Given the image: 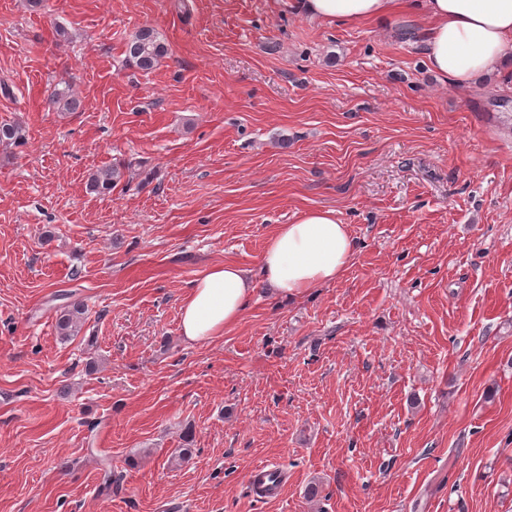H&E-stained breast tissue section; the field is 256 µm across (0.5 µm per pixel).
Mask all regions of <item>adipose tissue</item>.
<instances>
[{
  "label": "adipose tissue",
  "mask_w": 512,
  "mask_h": 512,
  "mask_svg": "<svg viewBox=\"0 0 512 512\" xmlns=\"http://www.w3.org/2000/svg\"><path fill=\"white\" fill-rule=\"evenodd\" d=\"M294 9L324 24L387 25L424 16L423 53L443 82L469 87L504 76L512 61V0H292ZM356 249L335 210L307 209L278 225L259 256L260 279L240 266H212L192 285L181 308V333L205 343L234 327L257 283L277 298L296 300L341 278Z\"/></svg>",
  "instance_id": "ef3b65f1"
}]
</instances>
